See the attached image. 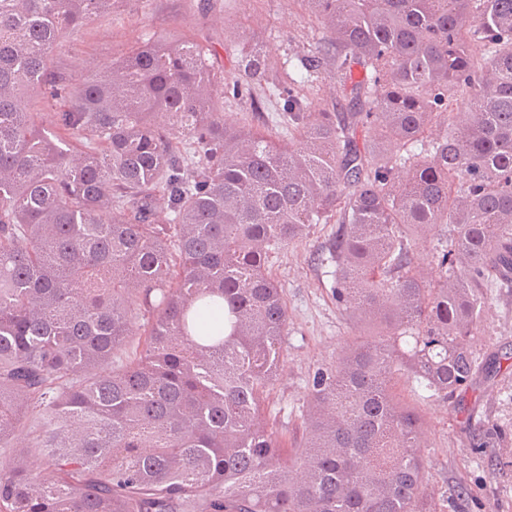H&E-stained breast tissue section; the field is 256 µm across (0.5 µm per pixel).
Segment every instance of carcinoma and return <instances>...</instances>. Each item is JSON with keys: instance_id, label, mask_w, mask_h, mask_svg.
<instances>
[{"instance_id": "obj_1", "label": "carcinoma", "mask_w": 512, "mask_h": 512, "mask_svg": "<svg viewBox=\"0 0 512 512\" xmlns=\"http://www.w3.org/2000/svg\"><path fill=\"white\" fill-rule=\"evenodd\" d=\"M295 2L324 33L275 86L283 146L224 120L242 83L204 44L150 37L75 79L53 48L112 0H0V447L38 420L0 512H440L393 386L446 402L512 368L473 346L512 288V0ZM325 81L345 103L313 112ZM331 223L315 261L379 332L313 370L290 446L265 413L288 327L267 263ZM441 225L431 283L411 240Z\"/></svg>"}]
</instances>
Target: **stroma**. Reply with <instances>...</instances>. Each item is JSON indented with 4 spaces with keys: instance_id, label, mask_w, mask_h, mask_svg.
<instances>
[{
    "instance_id": "35a3bbf8",
    "label": "stroma",
    "mask_w": 512,
    "mask_h": 512,
    "mask_svg": "<svg viewBox=\"0 0 512 512\" xmlns=\"http://www.w3.org/2000/svg\"><path fill=\"white\" fill-rule=\"evenodd\" d=\"M187 37L211 46L226 79L238 75L241 52L266 56L282 67L291 53L313 45L311 19L290 0H112L100 14L53 50L52 62L75 77L110 70L133 46L152 35ZM265 100L266 115L250 109ZM277 108L265 86L253 84L245 96L226 98L227 122L282 138L271 124ZM332 224L313 225L309 235L272 252L269 261L288 306V330L280 375L266 406L289 442L301 441L303 402L311 371L332 363L350 345L372 335L371 324L342 315L330 295L331 278L310 262L312 253L335 233ZM481 353L512 350V290L502 289L485 309L475 336ZM397 400L416 407L425 420V464L429 486L445 496L444 512H512V379L485 382L464 397L463 408L428 398L409 373L399 375ZM507 437L496 447L477 444L485 421Z\"/></svg>"
}]
</instances>
